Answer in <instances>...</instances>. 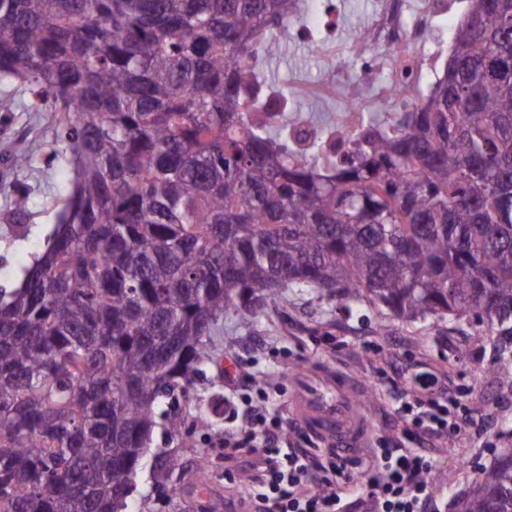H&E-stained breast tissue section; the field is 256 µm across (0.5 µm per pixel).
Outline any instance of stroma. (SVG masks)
Masks as SVG:
<instances>
[{
    "label": "stroma",
    "instance_id": "35a3bbf8",
    "mask_svg": "<svg viewBox=\"0 0 512 512\" xmlns=\"http://www.w3.org/2000/svg\"><path fill=\"white\" fill-rule=\"evenodd\" d=\"M378 3L338 0L333 52L313 54L305 42L291 39L267 63L274 79L306 86V93L297 98L300 115L343 109L341 96L322 94L320 88L330 78L352 82L355 58L349 44L373 17ZM20 137L32 154L26 166L9 159ZM72 178L68 161L54 152L50 114L21 107L8 111L0 105V288L16 287L24 269L42 251ZM22 193L28 197L31 216L20 225L11 215V202ZM485 328L474 315L407 323L363 300L321 298L295 288L250 323L235 313L225 314L214 335L218 359L200 365L181 393L180 433L161 426L154 429L134 477L127 512H225L224 502L233 495L226 473H233L236 484L249 482V460H225L217 446L225 432L239 425L231 413L238 394L224 378L225 370L233 367L253 375L258 388L280 385L281 394L271 395L269 405L283 411L288 408L291 379L305 367L324 362L347 371L360 388V401L372 425L370 440L378 442L390 432L387 419L393 403L392 389L382 377L383 354L405 369L406 377L399 382L403 388L425 369L446 370L458 411L484 420L480 433L463 439L448 436L431 451L451 477L450 485L436 495L438 512H456L457 500L477 486L482 470L499 453L512 450V381L499 372L500 366L512 367V347L485 335ZM204 455L210 458L211 469L203 478L197 461Z\"/></svg>",
    "mask_w": 512,
    "mask_h": 512
}]
</instances>
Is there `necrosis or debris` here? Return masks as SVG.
Returning a JSON list of instances; mask_svg holds the SVG:
<instances>
[{
  "instance_id": "necrosis-or-debris-1",
  "label": "necrosis or debris",
  "mask_w": 512,
  "mask_h": 512,
  "mask_svg": "<svg viewBox=\"0 0 512 512\" xmlns=\"http://www.w3.org/2000/svg\"><path fill=\"white\" fill-rule=\"evenodd\" d=\"M421 24L420 15L406 16L401 0H385L369 26L371 38L353 39L352 50L363 63L360 80L371 90L349 106L350 116L369 110L378 99L399 104L417 92L434 61L447 50L446 41L421 40Z\"/></svg>"
}]
</instances>
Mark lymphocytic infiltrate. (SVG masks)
Listing matches in <instances>:
<instances>
[{
	"mask_svg": "<svg viewBox=\"0 0 512 512\" xmlns=\"http://www.w3.org/2000/svg\"><path fill=\"white\" fill-rule=\"evenodd\" d=\"M414 400L395 407L391 437L381 440L368 459H350L329 450L316 455L297 447L292 426L281 411L254 405L241 395L243 420L220 442L228 460L254 457L260 493L240 491L250 512H427L435 495L433 478L440 468L429 450L447 433L466 434L472 417H451L455 398L448 395V375L442 370L419 374ZM364 469L367 479L355 483L353 473Z\"/></svg>",
	"mask_w": 512,
	"mask_h": 512,
	"instance_id": "obj_1",
	"label": "lymphocytic infiltrate"
}]
</instances>
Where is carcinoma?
<instances>
[{
    "label": "carcinoma",
    "instance_id": "carcinoma-1",
    "mask_svg": "<svg viewBox=\"0 0 512 512\" xmlns=\"http://www.w3.org/2000/svg\"><path fill=\"white\" fill-rule=\"evenodd\" d=\"M303 2L0 0V82L74 172L0 290V512H124L219 320L288 288L512 337V0H469L429 94L339 160L264 68ZM458 512H512L511 450Z\"/></svg>",
    "mask_w": 512,
    "mask_h": 512
}]
</instances>
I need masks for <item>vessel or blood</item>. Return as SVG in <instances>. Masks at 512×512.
<instances>
[{
  "label": "vessel or blood",
  "instance_id": "obj_1",
  "mask_svg": "<svg viewBox=\"0 0 512 512\" xmlns=\"http://www.w3.org/2000/svg\"><path fill=\"white\" fill-rule=\"evenodd\" d=\"M291 409L304 430L347 457L357 456L369 432L358 387L327 365L308 367L294 377Z\"/></svg>",
  "mask_w": 512,
  "mask_h": 512
}]
</instances>
